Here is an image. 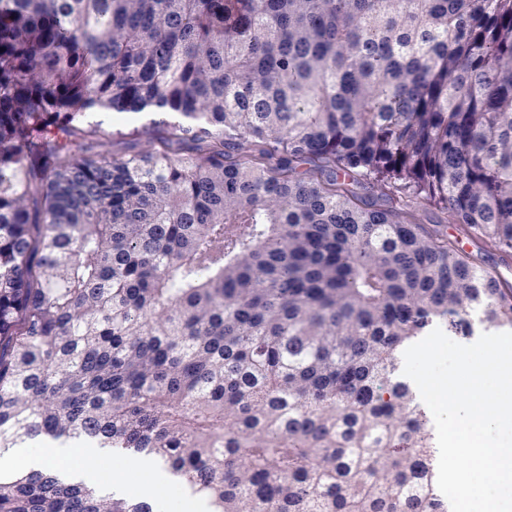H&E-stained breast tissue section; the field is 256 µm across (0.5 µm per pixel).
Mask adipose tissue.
Segmentation results:
<instances>
[{
  "instance_id": "obj_1",
  "label": "adipose tissue",
  "mask_w": 512,
  "mask_h": 512,
  "mask_svg": "<svg viewBox=\"0 0 512 512\" xmlns=\"http://www.w3.org/2000/svg\"><path fill=\"white\" fill-rule=\"evenodd\" d=\"M79 451L75 448H48L38 456L19 460L18 456L11 452L0 454V470L12 471L18 462H25L30 468H50L53 470L63 468L67 472H78L86 482L101 488L116 491L124 488L125 477L121 472L115 471L107 464H91L82 469H75L73 460Z\"/></svg>"
}]
</instances>
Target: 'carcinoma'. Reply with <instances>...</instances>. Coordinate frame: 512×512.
<instances>
[{"label": "carcinoma", "mask_w": 512, "mask_h": 512, "mask_svg": "<svg viewBox=\"0 0 512 512\" xmlns=\"http://www.w3.org/2000/svg\"><path fill=\"white\" fill-rule=\"evenodd\" d=\"M159 147L84 157L106 118ZM512 0H0V449L213 512H449L397 352L512 332ZM0 512H155L49 469ZM419 218L423 224L430 226L435 225L437 229L448 235L459 251L470 257L478 265L490 271V273L498 277L499 270L502 276L499 278L512 282V262L505 265L497 252L489 250L483 241L475 236L464 232L459 224L446 223V214L427 205H421L418 211ZM18 454L25 456H35L30 458H19L15 453L1 452L0 455V469L4 472H10L17 467L18 463L25 464L28 468H50L60 475L77 473L86 482L95 484L101 488L116 491L125 489V476L110 467L121 468L127 471L128 481L131 485L135 486L144 480V475L131 467L133 459L139 458L132 455L109 454L100 449L97 453L101 457L107 459L109 464H89L88 458H77L78 455L89 456V448H46L40 454L42 445L39 444H26L23 448H12ZM40 454V455H39ZM74 459V460H73ZM73 463L84 466L85 468L77 467ZM59 467L66 469V472H59ZM163 485L164 492L160 496L162 499L159 501L158 508L156 509L160 510L158 512H180L174 510L180 507L181 502L183 503L181 511L184 512H208L210 510L209 506L198 495H189L182 501L185 492L179 484L175 486L168 482H163Z\"/></svg>", "instance_id": "1"}]
</instances>
